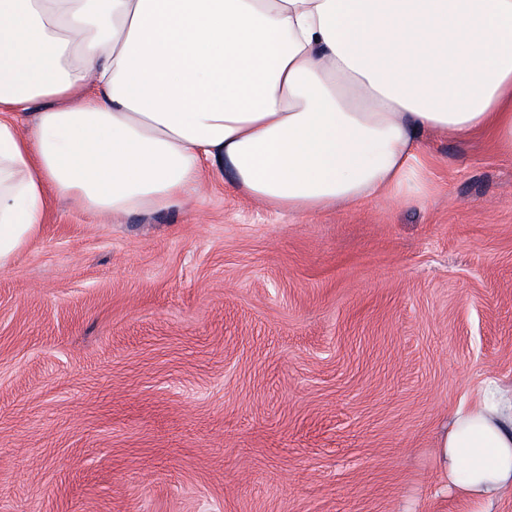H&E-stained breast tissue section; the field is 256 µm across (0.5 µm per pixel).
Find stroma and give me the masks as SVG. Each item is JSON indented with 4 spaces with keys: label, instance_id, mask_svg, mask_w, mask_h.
<instances>
[{
    "label": "stroma",
    "instance_id": "35a3bbf8",
    "mask_svg": "<svg viewBox=\"0 0 512 512\" xmlns=\"http://www.w3.org/2000/svg\"><path fill=\"white\" fill-rule=\"evenodd\" d=\"M425 193L282 215L49 197L0 272V512H475L438 448L512 387V159L432 135Z\"/></svg>",
    "mask_w": 512,
    "mask_h": 512
}]
</instances>
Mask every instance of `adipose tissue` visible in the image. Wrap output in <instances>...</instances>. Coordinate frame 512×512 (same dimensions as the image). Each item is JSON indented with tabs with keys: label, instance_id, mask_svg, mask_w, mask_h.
<instances>
[{
	"label": "adipose tissue",
	"instance_id": "obj_1",
	"mask_svg": "<svg viewBox=\"0 0 512 512\" xmlns=\"http://www.w3.org/2000/svg\"><path fill=\"white\" fill-rule=\"evenodd\" d=\"M512 158V0H0V271L48 195L179 208L207 167L285 214L421 189L424 135ZM439 456L494 512L512 394L484 383Z\"/></svg>",
	"mask_w": 512,
	"mask_h": 512
}]
</instances>
